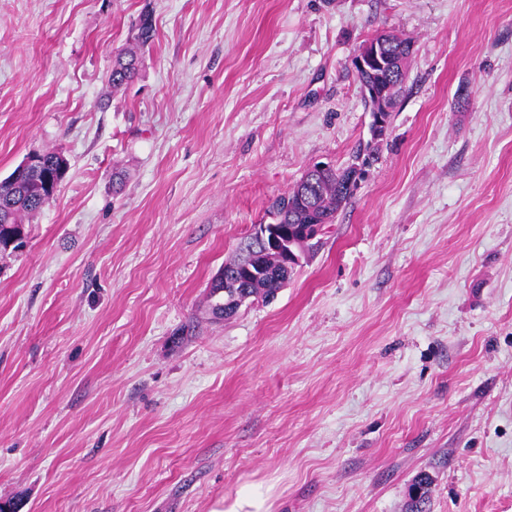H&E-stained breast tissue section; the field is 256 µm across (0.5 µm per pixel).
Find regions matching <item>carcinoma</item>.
<instances>
[{"instance_id":"1","label":"carcinoma","mask_w":512,"mask_h":512,"mask_svg":"<svg viewBox=\"0 0 512 512\" xmlns=\"http://www.w3.org/2000/svg\"><path fill=\"white\" fill-rule=\"evenodd\" d=\"M154 28L149 18L140 20L135 46L119 53L112 64L109 82L118 88L131 81L138 64L137 49L151 43ZM50 165L31 168L15 179L0 181V248L8 249L13 242V233L22 228V217L39 210L55 193L54 186L63 180L68 163L64 155L51 150L44 153ZM352 167H331L321 174L314 183L305 184L299 180L285 195L275 200L272 216L277 224L301 226L304 224H331L336 213L352 198L357 184L349 181ZM245 265L264 266V272L243 282L241 269ZM224 279L211 285V296L217 301L211 305L212 311H222L224 306L239 308L238 299L262 295L272 298L293 272L280 266L270 265L269 255L263 250L252 248L250 241L240 243L238 255L224 264ZM429 477L420 475L414 482V493L409 504V512H428L427 486Z\"/></svg>"}]
</instances>
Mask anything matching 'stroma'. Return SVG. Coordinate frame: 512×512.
Masks as SVG:
<instances>
[{
  "mask_svg": "<svg viewBox=\"0 0 512 512\" xmlns=\"http://www.w3.org/2000/svg\"><path fill=\"white\" fill-rule=\"evenodd\" d=\"M383 30L413 54L376 161L274 300L213 319L272 202L369 141ZM49 150L0 252V499L406 512L425 472L430 512H512V0H0V180ZM154 28L149 17H143L138 25L137 34L134 38L135 46L119 53L112 64V70L109 74V82L112 88H118L131 81L135 74L138 64L137 51L151 43L154 39ZM386 46L387 42L383 38H372L359 46L353 58L356 74L363 75L384 69L388 61ZM49 166L30 168L42 165V154L28 157L21 165L19 172L26 171L17 178L10 180L13 173L0 181V248L7 250L13 242V233L21 232L22 217L39 210L55 193L54 185L59 186L63 180L68 163L64 155L51 150L43 153ZM270 487L263 484H248L241 487L233 499L225 500L220 512H271Z\"/></svg>",
  "mask_w": 512,
  "mask_h": 512,
  "instance_id": "1",
  "label": "stroma"
}]
</instances>
